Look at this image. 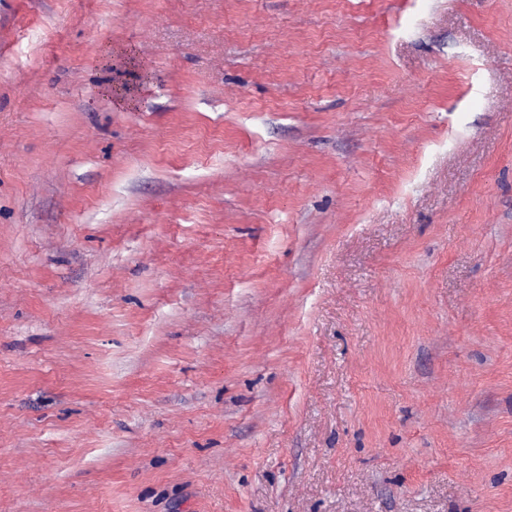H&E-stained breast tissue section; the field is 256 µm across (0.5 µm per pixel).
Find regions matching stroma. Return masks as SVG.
I'll return each mask as SVG.
<instances>
[{
  "label": "stroma",
  "instance_id": "obj_1",
  "mask_svg": "<svg viewBox=\"0 0 512 512\" xmlns=\"http://www.w3.org/2000/svg\"><path fill=\"white\" fill-rule=\"evenodd\" d=\"M0 512H512V0H0Z\"/></svg>",
  "mask_w": 512,
  "mask_h": 512
}]
</instances>
